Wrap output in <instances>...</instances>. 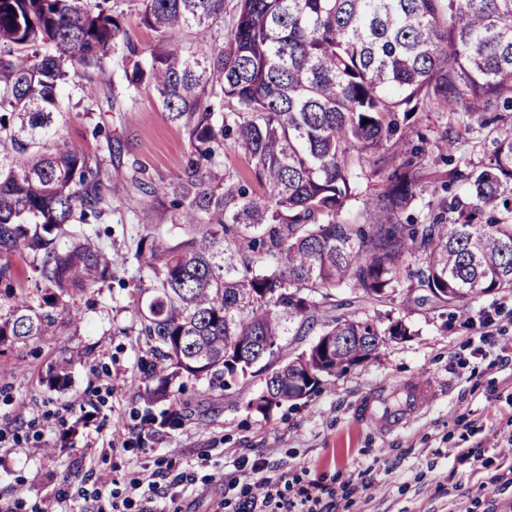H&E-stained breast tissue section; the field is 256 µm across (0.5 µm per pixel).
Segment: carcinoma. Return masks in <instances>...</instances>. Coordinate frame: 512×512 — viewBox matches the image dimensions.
<instances>
[{"label": "carcinoma", "instance_id": "obj_1", "mask_svg": "<svg viewBox=\"0 0 512 512\" xmlns=\"http://www.w3.org/2000/svg\"><path fill=\"white\" fill-rule=\"evenodd\" d=\"M140 21L150 45L121 0H0V280L25 253L47 290L14 298L1 346L53 335L59 297L112 278L118 258L93 229L110 172L63 133L96 104L78 78L110 67L188 142L166 188L131 166L143 198L172 195L168 228L141 223L136 252L147 403L185 375L229 390L263 374L267 409L406 334L401 320L325 318L340 288L443 305L512 290V130L488 161L426 183L424 158L400 162L420 110L460 109L467 133L491 98L512 111V0H236L228 19L224 0H141ZM229 149L248 176L224 168ZM373 177L382 188L343 218ZM424 191L436 206L401 220ZM295 321L299 336L321 323L319 340L276 367ZM69 366L49 368L50 387ZM123 8L126 14V25L144 44H151L154 41L155 33L140 23L139 9L140 2L137 0H126Z\"/></svg>", "mask_w": 512, "mask_h": 512}]
</instances>
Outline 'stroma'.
Here are the masks:
<instances>
[{
  "instance_id": "35a3bbf8",
  "label": "stroma",
  "mask_w": 512,
  "mask_h": 512,
  "mask_svg": "<svg viewBox=\"0 0 512 512\" xmlns=\"http://www.w3.org/2000/svg\"><path fill=\"white\" fill-rule=\"evenodd\" d=\"M98 84L92 118L72 115L65 132L89 150L94 124L112 135V182L100 243L119 254L110 281L63 297L75 321L56 335L0 348V502L39 512H242L268 479L283 499L319 496L331 512H512V291L458 304L405 306L353 299L359 315L390 312L408 333L384 337L377 351L311 396L262 411L257 375L232 390L182 378L175 400L144 405L139 362L150 344L134 316L149 280L135 258L134 212L141 195L126 171L140 162L156 183L178 173L187 140L154 95L113 97L109 74ZM499 101L474 116L478 129L460 134L455 114L436 108L416 115L425 159L442 169L441 143L456 162L492 154L506 123ZM16 276L0 282V315L12 296L35 292L42 279L15 256ZM71 357L64 389L46 375ZM426 379L433 398L403 426L384 432L363 420L372 394L393 399L403 384ZM468 459L456 457L457 450ZM159 472L156 492L135 484Z\"/></svg>"
}]
</instances>
